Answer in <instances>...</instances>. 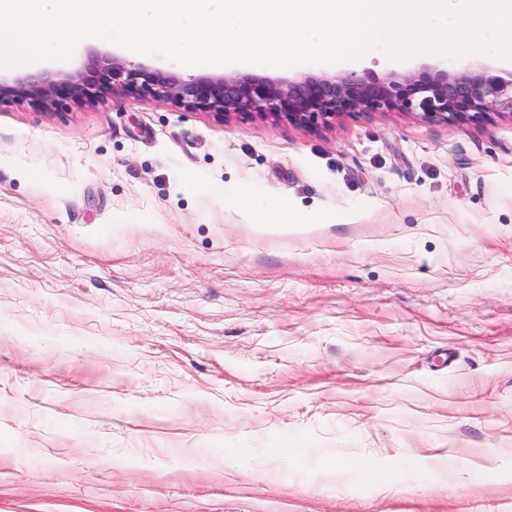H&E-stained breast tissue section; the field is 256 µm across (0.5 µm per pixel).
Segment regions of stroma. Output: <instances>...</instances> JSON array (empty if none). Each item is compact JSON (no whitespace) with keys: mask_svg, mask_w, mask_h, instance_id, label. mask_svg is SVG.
I'll list each match as a JSON object with an SVG mask.
<instances>
[{"mask_svg":"<svg viewBox=\"0 0 512 512\" xmlns=\"http://www.w3.org/2000/svg\"><path fill=\"white\" fill-rule=\"evenodd\" d=\"M0 512H512V115L0 105Z\"/></svg>","mask_w":512,"mask_h":512,"instance_id":"35a3bbf8","label":"stroma"}]
</instances>
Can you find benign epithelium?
<instances>
[{
  "label": "benign epithelium",
  "instance_id": "7a95c632",
  "mask_svg": "<svg viewBox=\"0 0 512 512\" xmlns=\"http://www.w3.org/2000/svg\"><path fill=\"white\" fill-rule=\"evenodd\" d=\"M116 91L159 104L201 110L217 118L253 114L284 119L307 130L328 126L339 115L416 112L432 120H480L493 111L512 115V78L486 70L451 73L420 70L368 81L355 71L306 75L297 81L256 76L184 80L177 75L105 56L74 74L41 72L0 80V104L25 101L42 109L103 100Z\"/></svg>",
  "mask_w": 512,
  "mask_h": 512
}]
</instances>
